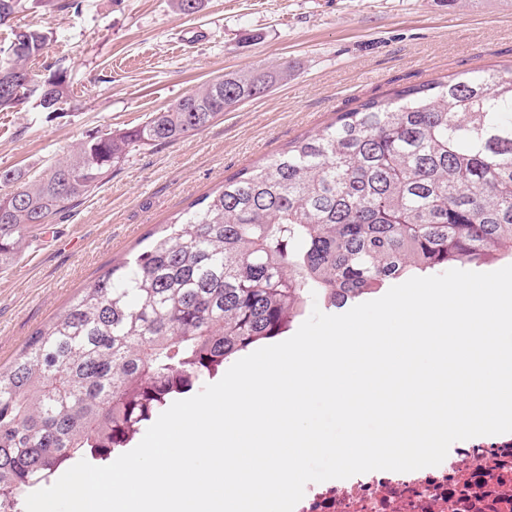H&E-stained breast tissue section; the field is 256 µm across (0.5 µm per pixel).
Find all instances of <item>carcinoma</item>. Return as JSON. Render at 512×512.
<instances>
[{"label":"carcinoma","instance_id":"cac0c4a2","mask_svg":"<svg viewBox=\"0 0 512 512\" xmlns=\"http://www.w3.org/2000/svg\"><path fill=\"white\" fill-rule=\"evenodd\" d=\"M20 36L0 52V111L34 96L50 110L67 69L17 90L50 41ZM289 72L226 74L140 126L88 136L36 177L1 169L0 269L131 151L193 135ZM501 259L512 260L511 73H457L339 113L162 225L0 369V512H22L28 493L82 459L119 454L231 356L292 330L312 298L340 307Z\"/></svg>","mask_w":512,"mask_h":512}]
</instances>
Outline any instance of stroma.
<instances>
[{
    "mask_svg": "<svg viewBox=\"0 0 512 512\" xmlns=\"http://www.w3.org/2000/svg\"><path fill=\"white\" fill-rule=\"evenodd\" d=\"M49 34L29 71L67 68L55 113L37 99L0 111V169L40 174L98 131L130 129L215 77L294 67L288 83L179 141L133 151L104 184L35 227L0 270V368L90 282L148 244L160 225L262 165L338 113L402 87L492 66L512 70V0H82L26 7L0 25Z\"/></svg>",
    "mask_w": 512,
    "mask_h": 512,
    "instance_id": "obj_1",
    "label": "stroma"
}]
</instances>
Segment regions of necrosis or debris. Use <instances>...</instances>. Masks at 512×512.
Wrapping results in <instances>:
<instances>
[{"mask_svg": "<svg viewBox=\"0 0 512 512\" xmlns=\"http://www.w3.org/2000/svg\"><path fill=\"white\" fill-rule=\"evenodd\" d=\"M294 512H512V433L454 442L435 467L309 485Z\"/></svg>", "mask_w": 512, "mask_h": 512, "instance_id": "1", "label": "necrosis or debris"}]
</instances>
